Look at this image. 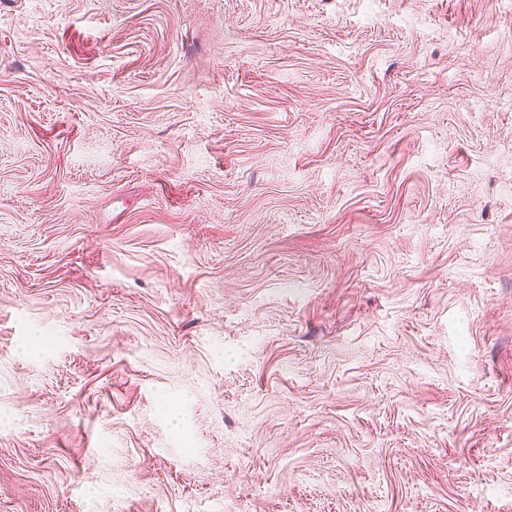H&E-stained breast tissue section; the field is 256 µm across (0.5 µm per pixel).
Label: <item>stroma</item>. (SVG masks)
<instances>
[{"label": "stroma", "instance_id": "obj_1", "mask_svg": "<svg viewBox=\"0 0 512 512\" xmlns=\"http://www.w3.org/2000/svg\"><path fill=\"white\" fill-rule=\"evenodd\" d=\"M0 512H512V0H0Z\"/></svg>", "mask_w": 512, "mask_h": 512}]
</instances>
